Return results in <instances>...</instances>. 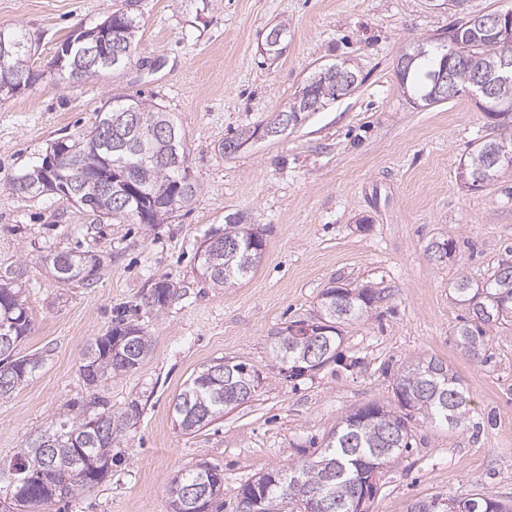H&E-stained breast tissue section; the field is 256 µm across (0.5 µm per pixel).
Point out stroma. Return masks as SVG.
<instances>
[{
	"label": "stroma",
	"mask_w": 512,
	"mask_h": 512,
	"mask_svg": "<svg viewBox=\"0 0 512 512\" xmlns=\"http://www.w3.org/2000/svg\"><path fill=\"white\" fill-rule=\"evenodd\" d=\"M123 0H0V28L25 36L43 74L0 100V268L28 265L31 330L22 353L46 363L11 398L0 400V463L25 440L67 414L73 403L104 400L119 411L144 407L113 452L104 480L51 512H170L167 485L210 464L224 472L223 512L256 475L302 464L349 410L390 402L408 362L446 360L469 390L461 428L411 422L406 452L385 467L369 512H405L409 502L479 491L512 501V324L493 331L490 361L476 366L457 350L461 309L452 286L512 261V167L485 190L463 187L458 168L489 134L475 100L431 107L403 97L396 62L408 46L447 34L452 10L428 0H137L139 60L86 83H59L50 64L64 39L91 27ZM288 25L275 60L260 44ZM347 63L357 88L306 114L275 137L231 156L224 138L261 125L319 67ZM133 95L173 113L200 185L190 205L165 224L93 223L56 194L12 190L56 139L90 127L115 96ZM241 212L264 231L265 250L249 278L221 287L197 270L205 236ZM434 238L456 256L432 260ZM91 251L103 265L91 284L59 283L38 261L54 251ZM168 277L177 295L163 313L142 304L149 279ZM369 285L385 300L344 325L342 360L298 379L273 363L274 333L315 315L323 289ZM152 336L136 369L89 390L79 367L95 337L117 316ZM263 374L247 404L186 435L171 421L183 385L217 359Z\"/></svg>",
	"instance_id": "35a3bbf8"
}]
</instances>
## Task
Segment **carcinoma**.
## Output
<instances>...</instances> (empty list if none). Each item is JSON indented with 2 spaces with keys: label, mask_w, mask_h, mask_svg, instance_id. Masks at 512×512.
I'll return each instance as SVG.
<instances>
[{
  "label": "carcinoma",
  "mask_w": 512,
  "mask_h": 512,
  "mask_svg": "<svg viewBox=\"0 0 512 512\" xmlns=\"http://www.w3.org/2000/svg\"><path fill=\"white\" fill-rule=\"evenodd\" d=\"M126 18L121 37L128 48L125 63L134 61L138 50L139 25L126 9L120 10ZM481 15L467 14L457 21L448 32L454 35V43L431 41L419 43L412 52L413 61L400 69L398 78L411 99L426 106L438 103L432 96L434 76L443 66L444 54L451 52L448 63V86L462 91L472 85L479 74L497 68L503 54L512 57V44L505 43L499 31L484 28ZM11 52L6 66H0V97H11L8 88L12 83L10 67L19 63L29 64L35 49L15 31L0 28V49ZM77 55L65 59L58 70L61 79L68 82H86L117 71L112 58L106 57L91 67H74ZM339 80L334 66L315 71L305 86L296 94L300 98L299 115L317 112L336 100ZM498 103L512 104V82L493 86V97L484 100L481 108L490 119L495 131L491 137L481 138L468 153L466 165L475 189L491 183L502 168L489 165V157L495 148L504 143L512 144V115L500 118L494 111ZM137 110L141 133L149 132L160 120L165 119L174 127L177 137L178 155L184 165H189L184 137L170 113L161 107L130 96H114L105 102L98 112L97 120L86 129L69 135L66 146L77 150L75 157L90 164H99V159L108 161L110 171L123 174L127 170L135 173V185L139 195L124 209L113 205L109 197H96L87 189L77 188L69 192L59 189L66 199L80 211L94 217L98 224H107L116 219H132L141 224H162L176 210L190 204L200 192L195 179L183 182L185 169L167 166L159 162L143 161L130 150L117 151L106 136V127L114 113L129 107ZM103 145L99 155L86 157L80 151L90 143ZM256 236V243L264 246L261 228L245 222L242 213L224 217V232L209 234L211 239L237 237L244 229ZM73 272L61 280L67 284L87 278L80 271L88 268L94 275L98 267L88 265L87 253L68 252ZM210 267L208 280L214 284L239 281L247 278L260 261L256 251L241 249L232 268H226L224 252L213 251L203 257ZM27 264L19 263L0 272V329L11 332L12 343L4 347L0 341V400L10 397L41 367L42 360L20 351V344L31 329L29 310L21 298L25 283ZM456 300L465 310L454 328V338L462 355L473 364L488 361L487 351L490 332L512 323V262H502L484 281L476 282L463 274L453 286ZM352 289L343 288V296L319 304L317 314L327 326L324 341L336 351L343 336L341 325L363 318L370 309L383 301V296L373 293L360 299H346ZM176 294V286L166 281L149 307L161 312L169 306ZM296 322L280 329L274 342L276 362L285 364L298 358L304 350V338L289 335ZM131 322L119 318L103 336L89 343L83 355L80 369L90 375L83 377L85 385L96 389L109 377L131 371L139 366L151 353L152 340L143 328L133 337L134 349L120 357L112 353V340L123 337ZM239 374L233 376L209 375V368L190 378L177 395L173 404L174 418L180 420L181 431L195 433L217 418L224 411L235 409L248 402L234 391ZM394 404L372 403L373 410L366 422L359 421L355 410L336 425L321 452L299 466H290L279 472H266L256 476L242 486L236 503V512H286L293 506L296 512H353L352 501L356 492L369 484L370 496L378 491L380 473L373 472V464L386 465L398 460L403 450L409 448L410 419L418 414L431 423L448 427L453 432L467 419L469 396L457 373L448 362L430 357L407 366L393 380ZM96 409L89 410L83 404L72 405V414L52 422L46 429L28 438L15 458L0 463V483L4 482L10 496V509L14 512H39L43 506L55 502H66L80 492L99 484L111 471L114 456L112 443L126 428L135 425L143 412L138 402H132L121 412L115 413L106 403L94 402ZM214 467L204 464L186 470L176 477L169 487L171 512H185L182 499L184 488L201 485L209 480ZM448 500L462 505L460 512H512V504L503 502L489 492L476 493L470 498Z\"/></svg>",
  "instance_id": "cac0c4a2"
}]
</instances>
